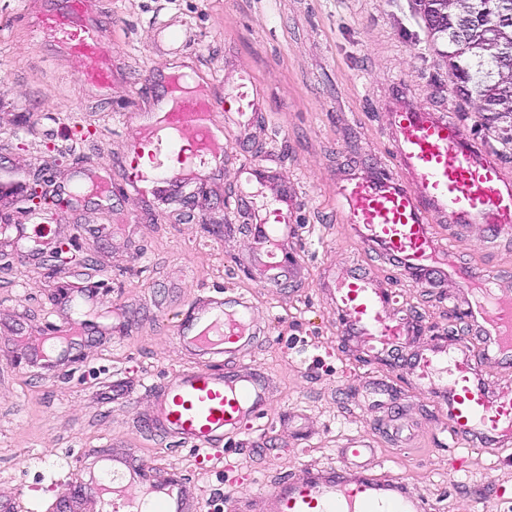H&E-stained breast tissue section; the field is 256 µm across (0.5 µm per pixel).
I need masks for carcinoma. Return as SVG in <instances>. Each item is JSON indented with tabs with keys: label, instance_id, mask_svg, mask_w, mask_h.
I'll list each match as a JSON object with an SVG mask.
<instances>
[{
	"label": "carcinoma",
	"instance_id": "obj_1",
	"mask_svg": "<svg viewBox=\"0 0 512 512\" xmlns=\"http://www.w3.org/2000/svg\"><path fill=\"white\" fill-rule=\"evenodd\" d=\"M432 40L465 100L512 142V0H418Z\"/></svg>",
	"mask_w": 512,
	"mask_h": 512
}]
</instances>
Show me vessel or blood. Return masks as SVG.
Here are the masks:
<instances>
[{"instance_id": "b4317fda", "label": "vessel or blood", "mask_w": 512, "mask_h": 512, "mask_svg": "<svg viewBox=\"0 0 512 512\" xmlns=\"http://www.w3.org/2000/svg\"><path fill=\"white\" fill-rule=\"evenodd\" d=\"M31 23L44 41L64 47L79 61L85 80L100 87L111 84L106 29L93 16L90 0H47ZM148 83L158 92L164 115L158 124L143 121L140 136L130 142L126 182L135 190L151 184L173 198L190 183L193 167L222 162L225 143L217 135L209 96L194 86L188 72L159 74ZM224 109L240 117L259 111L247 74H239L225 94ZM389 126L392 170L349 175L336 185L344 221L361 244L389 258L408 278L420 284L450 280L467 293V333L440 336L418 349L409 361L411 382L447 410L455 443L476 442L512 456V384L496 379L512 370V289L502 287L496 272L462 262L452 246L457 235L476 226L489 238L512 242V178L445 108L398 97ZM148 143L154 147L149 174L139 166ZM173 156L180 168L168 166ZM292 214V199L283 191L251 227L252 271L263 286L301 272L300 257L285 249L295 233ZM94 300L91 291L62 296L57 313L63 328L50 341L31 337V361L59 368L68 357L67 342L90 332L86 315ZM326 300L340 313L342 336L365 353L390 354L417 332L411 316L391 314L388 291L372 275L340 271L327 284ZM257 333L244 297L218 290L198 295L177 336L190 363L155 385L143 425L197 452L223 450L244 421L261 418L270 405L264 377L239 362L251 352ZM373 453L368 443L347 440L340 466L280 480L262 498L259 512H423V503L403 480L376 470ZM102 457L92 455L90 464L98 472L80 486L108 512H141L139 505L146 501L151 512H194L188 486L175 472L143 467L131 449L109 452L112 466L104 471Z\"/></svg>"}]
</instances>
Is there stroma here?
I'll return each mask as SVG.
<instances>
[{"label":"stroma","mask_w":512,"mask_h":512,"mask_svg":"<svg viewBox=\"0 0 512 512\" xmlns=\"http://www.w3.org/2000/svg\"><path fill=\"white\" fill-rule=\"evenodd\" d=\"M41 6L0 0V169L61 187L108 165L117 190L111 207L75 204L35 219L19 192L0 194V226L23 227L32 242L65 243L79 259L53 270L0 236V503L52 504L67 487L61 464L110 445L175 471L202 503L241 510L283 476L337 466L342 442L359 435L375 441L377 462L428 512H512L495 497L498 483L512 482V463L476 445L454 446L446 410L410 386L406 368L340 336L322 293L328 274L362 266L394 293V313L414 316L412 346L462 329L464 290L412 283L341 221L337 181L389 163L395 93L447 108L512 176V143L475 101L457 95L415 0H95L112 55L105 90L28 24ZM163 27L183 32L181 51L159 45ZM187 63L218 101L247 72L262 111L234 128L224 166L202 170L179 201L120 192L138 132L128 115L155 109L147 78ZM252 165L272 170L293 197L297 233L288 252L302 257L303 274L273 288L248 273V220L276 195L275 187L245 184L242 170ZM456 249L491 270H512V250L484 240L480 228ZM219 288L251 295L254 318L267 327L251 362L271 382V406L208 461L143 431L139 417L152 407V385L186 363L177 326L190 302ZM86 289L99 313L127 310L128 334L84 344L55 373L31 365L17 337L48 330L60 293ZM367 376L393 383L389 406L366 399ZM116 380L131 390L115 401L106 392Z\"/></svg>","instance_id":"1"}]
</instances>
